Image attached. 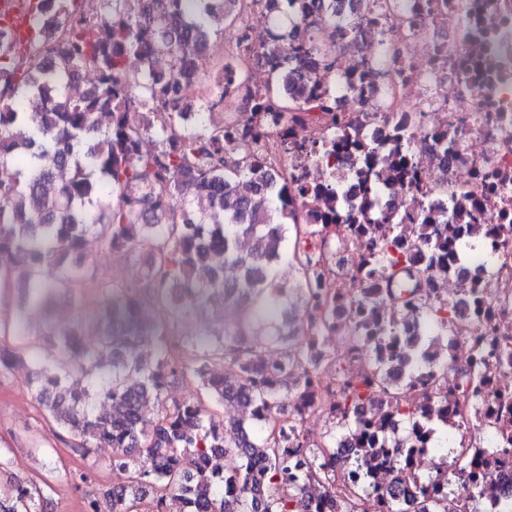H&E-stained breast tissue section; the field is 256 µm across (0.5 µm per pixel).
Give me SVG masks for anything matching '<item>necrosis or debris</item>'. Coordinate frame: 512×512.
Wrapping results in <instances>:
<instances>
[{
	"mask_svg": "<svg viewBox=\"0 0 512 512\" xmlns=\"http://www.w3.org/2000/svg\"><path fill=\"white\" fill-rule=\"evenodd\" d=\"M358 14L377 20L374 32L340 47L336 71L341 82L332 94L335 112L354 121L360 138L380 151L392 149L393 127L407 124L415 148L408 175L391 176L379 200L389 222L373 225V236H398L419 253L416 224L423 210L459 224L464 212L480 211L477 224H459V238L477 239L481 257L455 258L453 274L432 272L424 291L432 304L453 302L457 310L444 337L427 340V324L418 310L383 301L380 323L396 322L402 335L422 339L425 369L434 371L439 398L409 393L395 403L385 392L371 391V403L347 409L350 428L337 436L336 482L358 486L371 495H414L427 481L437 484L441 512H512V441L492 439L506 427L512 434V0H351ZM243 32L224 41V58L244 64L246 82L224 94V115L239 125L251 116V89L271 77L274 60L266 51L274 41L268 18L281 12V0H239ZM248 39L253 57L240 58V39ZM361 76L374 85L371 94L347 86ZM456 129L457 146L446 153L437 133ZM260 146L272 171L288 184L311 188L296 198L297 212L315 224L336 227L327 248L328 279L341 301L312 344L313 357L332 350L336 363L320 368L330 386L361 381L372 361L369 346L349 347L354 324L348 302L365 297L367 288L350 292L361 248L341 222L339 202L361 203L351 173L366 156L358 147L340 148L336 167L346 178L328 185L326 166L299 156L297 146L312 147L333 138L327 113L302 108L271 114L259 130ZM481 291L482 309L467 305L469 288ZM373 423L380 454L363 468L352 461L361 446L359 426ZM454 436L449 462L431 458V425Z\"/></svg>",
	"mask_w": 512,
	"mask_h": 512,
	"instance_id": "4bbe7bcc",
	"label": "necrosis or debris"
}]
</instances>
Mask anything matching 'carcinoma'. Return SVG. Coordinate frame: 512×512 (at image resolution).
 Returning <instances> with one entry per match:
<instances>
[{"label": "carcinoma", "instance_id": "obj_1", "mask_svg": "<svg viewBox=\"0 0 512 512\" xmlns=\"http://www.w3.org/2000/svg\"><path fill=\"white\" fill-rule=\"evenodd\" d=\"M283 14L316 27L318 40L291 41L288 67L276 79L288 86V99L274 100L268 87L252 92L257 107L293 111L309 103L331 111L329 91L308 93L297 77L305 67L334 76L328 46L356 40L367 31L359 16L342 15L330 0H317L318 19L309 18L306 0H283ZM235 0H39L32 33L17 40L0 28V167L13 166L0 180V272L5 285L19 290L18 313L0 318V375L27 359L39 366L36 401L57 426L80 439L113 448L112 466L129 473V483L85 492V512H163L167 497L178 494L187 512H311L302 490L314 478L330 481L332 454L327 445L305 464L307 453L298 425L282 420L281 386L256 376L269 355L283 370L309 364L313 329L283 336L276 318L288 302H300L312 322L327 323L338 296L315 279L304 243H325L328 224H288V200L258 154L257 137H234V123L215 119L224 101V85L245 81L243 71L206 61L210 33L238 20ZM156 55L170 57L165 75L151 69ZM139 61L132 66L130 58ZM223 73L216 98L198 105L183 90L200 72ZM96 82L82 96L63 91L83 71ZM24 123L29 136L19 140L13 128ZM154 136L153 151L141 138ZM395 169L412 168L413 149L405 130L393 134ZM240 156L237 167H224L225 142ZM363 198L381 193L373 164L357 170ZM180 196L184 207L171 210ZM351 234L370 233L371 217L353 207L342 213ZM426 215L419 239L426 266L453 269L448 242L428 230ZM275 231L268 232L269 227ZM295 241L292 259L301 281L293 293L271 278L283 254L288 230ZM270 233L264 252L243 256L236 242L244 235ZM126 259L135 243L149 247L138 289L104 283L95 304L92 328L98 346L86 349L74 329L52 333L56 358L41 359L24 310L46 307L58 294L84 309L81 293L88 275L84 260L89 238ZM357 272L375 292L352 302L355 346L366 343L360 328L377 312L382 297L398 295L407 282L404 304L423 312L435 330L446 331L443 309L427 301L420 288L424 269L397 242L370 241ZM206 283L198 269L212 257ZM224 294L221 328L205 336H178L185 312L202 308L212 294ZM376 362L363 386L348 384L345 399L356 400L362 387L383 386L385 355L396 350L417 357L390 322L374 338ZM220 359L234 372L226 382L205 377L204 364ZM203 378L207 400L164 405L168 382L177 376ZM236 401L243 407L232 429L215 420L214 406ZM367 447L353 464L373 459L374 435L364 427ZM234 454L240 468L225 474L212 459ZM45 489L19 480L0 486V512H40Z\"/></svg>", "mask_w": 512, "mask_h": 512}]
</instances>
